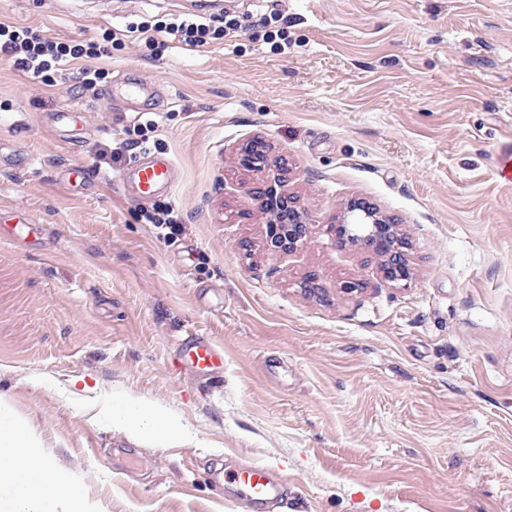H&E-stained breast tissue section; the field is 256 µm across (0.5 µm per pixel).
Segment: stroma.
<instances>
[{
    "instance_id": "obj_1",
    "label": "stroma",
    "mask_w": 512,
    "mask_h": 512,
    "mask_svg": "<svg viewBox=\"0 0 512 512\" xmlns=\"http://www.w3.org/2000/svg\"><path fill=\"white\" fill-rule=\"evenodd\" d=\"M198 2L0 0L2 24L114 36L54 86L0 56V225L19 232L0 237V400L87 512H244L224 476L256 464L287 512H512V183L495 165L512 155V0H221L203 46L127 34ZM88 66L106 72L92 90ZM127 80L151 88L136 113L104 97ZM253 137L316 219L277 261L236 161ZM147 151L177 182L138 203L115 178ZM355 196L398 219L410 280L334 243ZM156 210L180 233L159 236ZM190 333L223 347L222 380L180 366ZM132 398L181 436H131L115 419Z\"/></svg>"
}]
</instances>
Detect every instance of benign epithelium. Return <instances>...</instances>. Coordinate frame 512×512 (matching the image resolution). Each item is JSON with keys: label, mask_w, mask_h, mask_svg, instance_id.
Returning a JSON list of instances; mask_svg holds the SVG:
<instances>
[{"label": "benign epithelium", "mask_w": 512, "mask_h": 512, "mask_svg": "<svg viewBox=\"0 0 512 512\" xmlns=\"http://www.w3.org/2000/svg\"><path fill=\"white\" fill-rule=\"evenodd\" d=\"M238 163L256 173L250 193L261 207L274 216L266 225L265 248L272 257H284L306 246L312 235L313 221L297 197L288 192V159L266 150L259 140H251L238 153ZM328 230L342 246H361L378 260L380 278L391 283L411 279L406 258L408 243L399 233L395 219L380 209L352 197L339 216L331 218Z\"/></svg>", "instance_id": "obj_1"}]
</instances>
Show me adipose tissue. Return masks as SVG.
<instances>
[{
	"instance_id": "ef3b65f1",
	"label": "adipose tissue",
	"mask_w": 512,
	"mask_h": 512,
	"mask_svg": "<svg viewBox=\"0 0 512 512\" xmlns=\"http://www.w3.org/2000/svg\"><path fill=\"white\" fill-rule=\"evenodd\" d=\"M36 437L0 409V512H82L79 488L38 459Z\"/></svg>"
}]
</instances>
